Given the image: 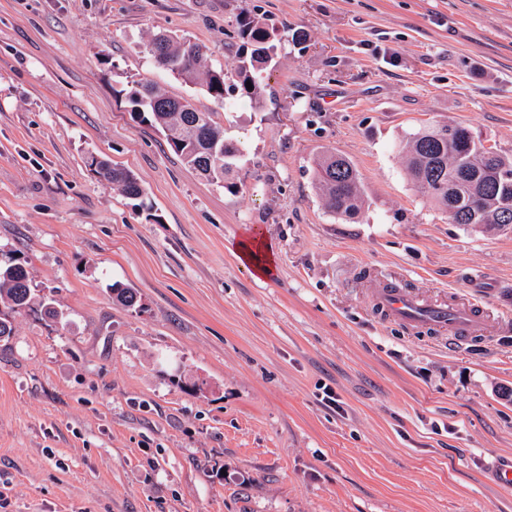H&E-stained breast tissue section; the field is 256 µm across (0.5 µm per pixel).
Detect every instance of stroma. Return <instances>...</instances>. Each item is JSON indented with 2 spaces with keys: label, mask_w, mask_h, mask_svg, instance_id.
I'll use <instances>...</instances> for the list:
<instances>
[{
  "label": "stroma",
  "mask_w": 512,
  "mask_h": 512,
  "mask_svg": "<svg viewBox=\"0 0 512 512\" xmlns=\"http://www.w3.org/2000/svg\"><path fill=\"white\" fill-rule=\"evenodd\" d=\"M244 11L278 41L260 101L143 51L177 34L236 83ZM142 78L241 142L235 187L131 112ZM437 123L512 158V0H0V252L36 299L0 342V512H512L490 473L512 457V327L452 352L373 311L385 279L512 312V232L449 223L404 170ZM327 150L359 172L354 219L314 188ZM255 234L273 275L236 255ZM89 167L105 181L121 187L122 191L130 198L140 200L141 208H148L145 201V192L135 175L126 169L114 167L106 160L91 155L88 157Z\"/></svg>",
  "instance_id": "1"
}]
</instances>
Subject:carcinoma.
Instances as JSON below:
<instances>
[{"mask_svg":"<svg viewBox=\"0 0 512 512\" xmlns=\"http://www.w3.org/2000/svg\"><path fill=\"white\" fill-rule=\"evenodd\" d=\"M242 39L252 46L249 58L239 65V81L226 85L224 72L209 67L204 48L167 32L153 35L145 46L156 67L176 74L186 83L201 78L207 93L223 102L233 91L258 100L264 87L258 74L271 60L275 37L249 12L237 19ZM165 50L167 62L156 60L154 46ZM252 88H246V85ZM132 112L142 122L161 128L170 148L207 180L228 183L239 148L224 138L211 113L184 98L161 91L152 81L134 82L128 96ZM406 170L452 224L480 228L485 232L512 231V158L484 146L478 136L463 126H427L410 137L405 147ZM89 167L98 176L121 187L130 198L147 207L145 192L135 175L91 155ZM316 188L327 209L346 219L362 207L357 171L346 158L325 153L317 163ZM32 290L26 262L14 256L0 260V340L13 335L10 315L30 308Z\"/></svg>","mask_w":512,"mask_h":512,"instance_id":"cac0c4a2","label":"carcinoma"}]
</instances>
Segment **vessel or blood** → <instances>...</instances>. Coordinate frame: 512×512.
Returning a JSON list of instances; mask_svg holds the SVG:
<instances>
[{
    "mask_svg": "<svg viewBox=\"0 0 512 512\" xmlns=\"http://www.w3.org/2000/svg\"><path fill=\"white\" fill-rule=\"evenodd\" d=\"M373 304L379 315L416 333H441L448 337L449 349L472 341H491L496 322L480 301L465 300L449 293L445 302L384 283L373 291Z\"/></svg>",
    "mask_w": 512,
    "mask_h": 512,
    "instance_id": "obj_1",
    "label": "vessel or blood"
}]
</instances>
